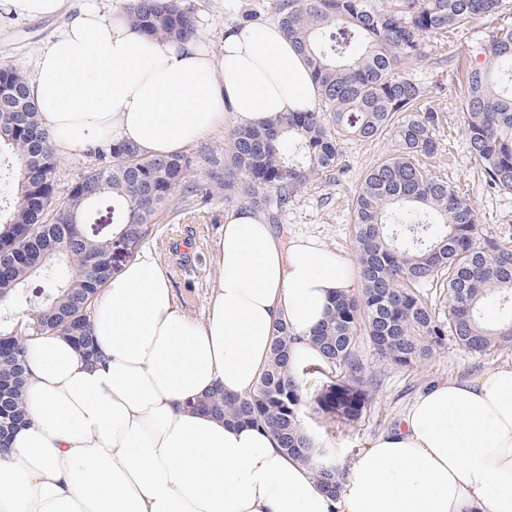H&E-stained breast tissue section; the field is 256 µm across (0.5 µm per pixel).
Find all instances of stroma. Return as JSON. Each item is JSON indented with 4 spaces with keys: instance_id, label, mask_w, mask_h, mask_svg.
Listing matches in <instances>:
<instances>
[{
    "instance_id": "1",
    "label": "stroma",
    "mask_w": 512,
    "mask_h": 512,
    "mask_svg": "<svg viewBox=\"0 0 512 512\" xmlns=\"http://www.w3.org/2000/svg\"><path fill=\"white\" fill-rule=\"evenodd\" d=\"M197 21L199 41L219 45L228 24L275 21L276 0H183ZM59 17L16 19L0 15V68L27 70L37 51L57 32ZM512 26V13L480 19L450 37H432L422 46V58L406 67L407 75L428 91L426 102L439 116L437 150L424 164L431 173L455 186L473 204L479 217L477 236L484 239L512 235V193L487 185L478 162L470 152L462 129L461 112L465 74L475 54L494 30ZM394 140L384 135L373 141L347 137L341 143L342 167L334 181L305 186L282 216L273 232L282 239L311 237L331 250L355 257L352 236V200L364 173L391 152ZM233 202L214 194L209 205L162 216L155 237L146 245L164 268L178 303L195 320L206 317L211 287L217 277L216 243L223 231L224 215ZM188 258L187 271L177 261ZM369 372L381 383L358 421L340 425L335 432L323 428L325 419L315 410L314 381L302 389L304 419L326 460L347 467L354 456L379 432L395 425L401 414L429 384L453 376H471L500 361L512 358V347L483 355L464 352L448 343L428 362L401 370L380 361L369 345L361 347Z\"/></svg>"
}]
</instances>
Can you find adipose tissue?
<instances>
[{"label":"adipose tissue","mask_w":512,"mask_h":512,"mask_svg":"<svg viewBox=\"0 0 512 512\" xmlns=\"http://www.w3.org/2000/svg\"><path fill=\"white\" fill-rule=\"evenodd\" d=\"M130 0L66 11L65 0H0L21 18L64 22L36 54L28 89L57 154L101 138L151 156L222 127L313 108L310 70L278 24L228 25L219 47L133 30ZM205 321L175 302L143 252L91 313L99 363L64 336L26 345V420L0 457V512H512V360L425 388L396 426L356 454L338 495L264 428L217 419L187 400L249 394L287 323L292 363L351 292L347 256L275 236L242 206L224 216Z\"/></svg>","instance_id":"1"}]
</instances>
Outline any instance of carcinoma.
<instances>
[{"label":"carcinoma","instance_id":"obj_1","mask_svg":"<svg viewBox=\"0 0 512 512\" xmlns=\"http://www.w3.org/2000/svg\"><path fill=\"white\" fill-rule=\"evenodd\" d=\"M510 9L512 0H279L277 23L311 69L316 107L236 127L224 146L204 154L203 181L189 179L188 155L149 156L104 138L90 150L96 165L62 202L51 134L30 101L26 76L0 68V154L20 161L12 173L13 203L0 205V303L14 300L20 308L0 317V454L25 421L27 337L66 336L98 359L89 314L116 273L113 241L138 251L181 192L201 205L221 189L224 199L240 200L277 224L301 188L340 168L346 135L373 141L389 133L396 142L354 195L360 293L333 299L311 337L318 360L294 367V337L280 322L249 395L218 390L188 406L266 428L282 450L315 464L318 484L334 493L341 471L323 460L303 423L304 377L322 379L313 395L318 410L353 422L378 387L359 354L365 342L398 369L431 360L450 338L471 354L511 347L512 241L477 242L472 203L419 163L436 150L438 115L425 105V88L400 74L402 65L422 57L424 37ZM128 20L153 37L185 41L196 34L181 0H136ZM479 55L466 77L463 131L488 184L511 192L512 27L495 31ZM102 217L112 233L85 229ZM23 238L30 244L20 255ZM426 287L441 289L448 311L420 295Z\"/></svg>","mask_w":512,"mask_h":512}]
</instances>
